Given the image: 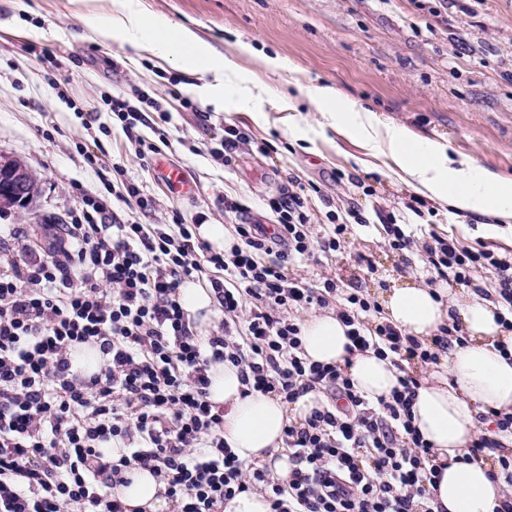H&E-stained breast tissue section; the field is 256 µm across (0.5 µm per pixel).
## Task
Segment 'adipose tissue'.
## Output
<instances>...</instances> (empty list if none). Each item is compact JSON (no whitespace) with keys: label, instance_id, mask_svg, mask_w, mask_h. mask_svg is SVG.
<instances>
[{"label":"adipose tissue","instance_id":"ef3b65f1","mask_svg":"<svg viewBox=\"0 0 512 512\" xmlns=\"http://www.w3.org/2000/svg\"><path fill=\"white\" fill-rule=\"evenodd\" d=\"M114 3L111 25H100L95 16L86 15L84 27L102 40L116 39L147 50L195 76L233 87L241 100L267 93V84L258 80L249 86L239 84L238 56L218 52L195 30L160 16H145L135 0ZM314 103L326 124L376 145L416 192L457 210L482 214L496 224L512 223V182L479 171L472 159L451 157L439 143L416 140L403 128L381 123L334 88L317 89ZM382 304L386 321L424 343L448 323L463 326L464 342L441 355L439 371L422 382L412 412L415 426L432 445L442 468L433 492V512H494L503 499L500 483L490 477L497 464L470 462L465 454L478 431V412H512V330L496 321L500 304L471 288L442 300L437 291L417 283L392 285ZM346 331L334 312L309 316L302 327L307 357L341 365L355 390L369 400L389 396L397 384V369L370 351L348 353ZM210 378L209 398L224 407V438L239 460L268 465L278 476L287 477L284 429L289 421L322 408L323 394L312 391L293 403L273 394L246 396L238 368L228 363L214 365ZM129 479L121 489L128 512H166L168 500L153 475L135 470Z\"/></svg>","mask_w":512,"mask_h":512}]
</instances>
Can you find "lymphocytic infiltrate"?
Returning <instances> with one entry per match:
<instances>
[{"label": "lymphocytic infiltrate", "mask_w": 512, "mask_h": 512, "mask_svg": "<svg viewBox=\"0 0 512 512\" xmlns=\"http://www.w3.org/2000/svg\"><path fill=\"white\" fill-rule=\"evenodd\" d=\"M270 224L235 225L228 252L199 239L196 225L109 219L104 197L86 196L72 223L61 225L48 257L21 249L0 255V512H126L103 486L126 485L150 471L176 512H222L236 495L267 492L271 512H433L437 455L412 424L420 380L412 362L436 364L459 323L431 343L378 320V306L339 294L332 279L310 285L290 266L340 249L350 227L315 231L308 200L296 192L267 201ZM396 250H417L428 283L469 286L492 274L497 297L512 307V252L465 247L436 232L415 237L394 213L380 214ZM207 280L223 320L199 336L181 304L185 282ZM337 303L353 350H373L399 370L390 397L360 396L340 366L306 358L301 315ZM97 349L102 364L87 373L73 350ZM237 367L245 395L295 402L319 389L328 404L289 423L287 479L266 467H243L224 440V409L209 399L212 366ZM485 431L467 458L498 453L492 480L512 512V414L488 410Z\"/></svg>", "instance_id": "lymphocytic-infiltrate-1"}]
</instances>
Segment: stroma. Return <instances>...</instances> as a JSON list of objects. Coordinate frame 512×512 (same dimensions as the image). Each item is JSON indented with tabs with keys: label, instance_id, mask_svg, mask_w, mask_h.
<instances>
[{
	"label": "stroma",
	"instance_id": "obj_1",
	"mask_svg": "<svg viewBox=\"0 0 512 512\" xmlns=\"http://www.w3.org/2000/svg\"><path fill=\"white\" fill-rule=\"evenodd\" d=\"M154 14L196 29L220 52L251 43L256 56L242 66L255 79L278 86L295 108L276 101L253 105L219 92L203 97L197 77L151 53L103 42L85 30L80 16L94 10L111 17L110 0H0V155L21 159L37 176L31 210L0 212L1 224H17L43 237L48 224H68L85 195L113 181L122 198L113 205L122 219L168 224L236 223L224 199L237 198L243 217L270 223L268 198L317 185L310 206L313 223L355 204L367 223L354 226L340 250L322 263L303 262L291 274L315 283L336 280L344 291L362 288L378 299L382 285L425 281L405 264V255L385 244L376 216L384 208L406 223L435 231L465 246L512 250V228L489 225L474 213L430 204L427 213L407 212L414 195L384 157L345 140L325 126L313 103L316 89L331 86L384 123L444 144L449 155L467 156L480 169L512 180V0H140ZM47 45L68 78L66 98L49 87L47 63L29 44ZM278 58L277 75L261 56ZM137 85L162 97L171 120L159 160L182 167L196 186L187 200L156 167H140L135 145L112 115L106 97ZM245 133L250 147L231 166L215 162L225 128ZM87 145L102 161L90 168L77 152ZM344 185H337V173ZM136 184L139 197L125 195ZM151 207L141 208L140 198ZM375 264L374 275L358 266L357 254Z\"/></svg>",
	"mask_w": 512,
	"mask_h": 512
}]
</instances>
